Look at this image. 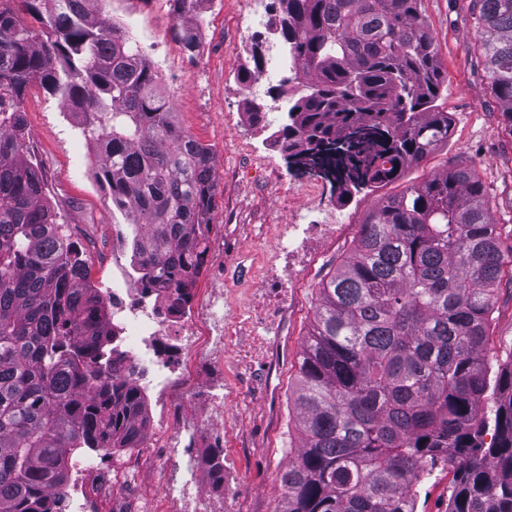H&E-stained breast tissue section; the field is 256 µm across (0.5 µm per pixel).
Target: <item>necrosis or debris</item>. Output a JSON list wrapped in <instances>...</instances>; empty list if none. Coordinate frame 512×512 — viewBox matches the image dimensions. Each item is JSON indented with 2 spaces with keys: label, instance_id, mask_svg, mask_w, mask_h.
<instances>
[{
  "label": "necrosis or debris",
  "instance_id": "4bbe7bcc",
  "mask_svg": "<svg viewBox=\"0 0 512 512\" xmlns=\"http://www.w3.org/2000/svg\"><path fill=\"white\" fill-rule=\"evenodd\" d=\"M102 296L112 311L122 352L112 365L113 377L154 393L157 404L166 403L171 385L191 360L209 356L223 364V289L211 287L196 308L173 314L167 291L142 287L119 264ZM196 444V436L165 429L154 447L161 490L176 512H216L200 484Z\"/></svg>",
  "mask_w": 512,
  "mask_h": 512
}]
</instances>
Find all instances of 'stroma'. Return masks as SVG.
<instances>
[{
	"label": "stroma",
	"instance_id": "35a3bbf8",
	"mask_svg": "<svg viewBox=\"0 0 512 512\" xmlns=\"http://www.w3.org/2000/svg\"><path fill=\"white\" fill-rule=\"evenodd\" d=\"M260 0H196L189 17L207 27L196 55L174 37L170 0H105L107 22L133 30L154 61L179 126L213 152L217 185L210 257L192 289L200 300L216 277L224 279V366L194 360L170 394L167 409L153 408L154 424L199 429L183 395L224 399L223 512H279L280 475L295 455L299 434L291 395L303 342L319 302L321 282L347 256L368 213L380 198L401 194L451 168L475 171L486 189L491 218L503 245L512 244V134L508 133L484 65L471 0H421L420 11L437 48L445 82L437 100L452 129L447 145L401 178L350 201L320 177L290 168L279 147L251 126L249 100L239 74L251 45L245 22ZM26 129L43 177L57 186L51 204L70 224L90 265L94 284L112 281V227L122 223L96 180L98 158L59 96L30 86L23 98ZM335 211L344 235L307 232L293 252L279 243L289 225ZM491 366L512 362V282L495 295L489 342ZM453 471L436 468L418 486V512H448Z\"/></svg>",
	"mask_w": 512,
	"mask_h": 512
}]
</instances>
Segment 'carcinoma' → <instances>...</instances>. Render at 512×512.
<instances>
[{"mask_svg":"<svg viewBox=\"0 0 512 512\" xmlns=\"http://www.w3.org/2000/svg\"><path fill=\"white\" fill-rule=\"evenodd\" d=\"M95 0H0V512H63L71 452L139 448L146 398L112 379L111 311L60 232L26 143L33 82L83 116L100 182L131 225L146 288L191 300L206 263L212 151L176 123L135 43L91 17ZM175 37L201 39L171 0ZM273 26L295 74L315 80L276 142L352 197L448 143L441 73L420 0H279ZM492 91L512 133V0H474ZM38 27L21 24L14 5ZM265 42L252 45L250 85ZM504 250L474 172L450 169L380 200L322 281L293 393L301 449L280 512H417L407 488L453 454L448 512H512V365L483 359ZM494 435L484 441L490 421Z\"/></svg>","mask_w":512,"mask_h":512,"instance_id":"obj_1","label":"carcinoma"}]
</instances>
